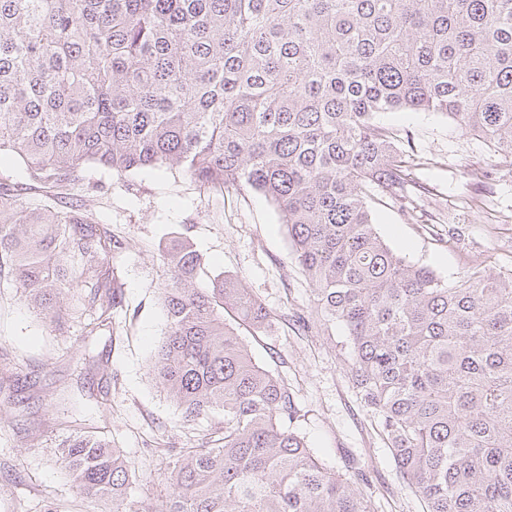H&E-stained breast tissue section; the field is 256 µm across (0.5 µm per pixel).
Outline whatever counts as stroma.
<instances>
[{
	"label": "stroma",
	"instance_id": "1",
	"mask_svg": "<svg viewBox=\"0 0 512 512\" xmlns=\"http://www.w3.org/2000/svg\"><path fill=\"white\" fill-rule=\"evenodd\" d=\"M382 120L410 130L423 162L417 175L433 187L413 218L397 204L378 206L376 230L386 244L451 282L476 265L496 276L512 273V165L495 163L486 142L444 116L399 112ZM478 165L491 167L489 184L470 179ZM57 201L85 205L110 222L123 243L112 257L120 294L111 331L86 336L76 320L47 325L0 281V377L11 386L0 395V512H43L48 501L57 512H107V503L80 493L58 461L63 422L107 431L137 478L135 500L146 507L171 492L164 477L171 449L198 445L214 431L210 420L181 426L148 371L167 331L160 254L182 236L210 272L237 276L272 313L270 326L239 332L256 361L291 389L292 429L336 471L355 467L366 475L362 489L377 512H423L349 380L345 329L324 330L288 231L262 195L205 192L174 170L132 175L125 188L92 170ZM300 316L308 331L298 330Z\"/></svg>",
	"mask_w": 512,
	"mask_h": 512
}]
</instances>
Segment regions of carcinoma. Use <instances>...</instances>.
I'll list each match as a JSON object with an SVG mask.
<instances>
[{"instance_id": "obj_1", "label": "carcinoma", "mask_w": 512, "mask_h": 512, "mask_svg": "<svg viewBox=\"0 0 512 512\" xmlns=\"http://www.w3.org/2000/svg\"><path fill=\"white\" fill-rule=\"evenodd\" d=\"M390 112H432L512 164V0H0V269L48 324H112L121 242L82 204L37 203L88 167L122 181L177 170L204 191L263 195L349 375L426 512H512V275L455 284L375 229L385 199L414 212L410 132ZM167 332L149 366L180 425L219 418L179 449L152 512H374L297 432L282 379L224 311L271 313L226 274L201 287L184 239L162 251ZM61 464L109 512H139L133 476L100 430L71 433Z\"/></svg>"}]
</instances>
